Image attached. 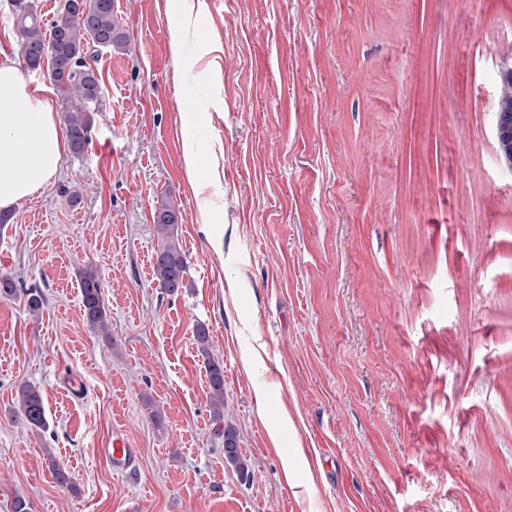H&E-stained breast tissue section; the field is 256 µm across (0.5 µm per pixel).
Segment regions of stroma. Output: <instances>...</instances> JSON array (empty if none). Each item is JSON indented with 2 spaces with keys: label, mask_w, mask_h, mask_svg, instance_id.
<instances>
[{
  "label": "stroma",
  "mask_w": 512,
  "mask_h": 512,
  "mask_svg": "<svg viewBox=\"0 0 512 512\" xmlns=\"http://www.w3.org/2000/svg\"><path fill=\"white\" fill-rule=\"evenodd\" d=\"M114 9L127 42L95 62L88 144L0 224V512H512V0H200L177 48L174 0ZM160 199L187 259L174 295L150 268ZM25 383L46 427L17 412ZM116 431L133 473L103 453ZM508 88V91H506ZM495 138L497 142V151L501 164L512 169V68L501 71L500 74V94L495 116ZM505 144L506 150H510V155L506 156L501 148ZM183 163L188 181L194 192H199L203 184L198 180L199 151L191 139L183 142ZM80 291L84 317L94 332H105L108 328L107 310L97 276L85 271L80 275ZM206 371L209 375V401L212 417L219 423L224 420V365L219 360L208 358ZM224 457L228 462L232 463L243 476L247 475L249 469L248 461L240 455L234 431L230 427L224 428Z\"/></svg>",
  "instance_id": "35a3bbf8"
}]
</instances>
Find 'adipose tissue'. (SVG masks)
<instances>
[{"instance_id": "ef3b65f1", "label": "adipose tissue", "mask_w": 512, "mask_h": 512, "mask_svg": "<svg viewBox=\"0 0 512 512\" xmlns=\"http://www.w3.org/2000/svg\"><path fill=\"white\" fill-rule=\"evenodd\" d=\"M66 138L54 90L0 63V209L19 205L59 170Z\"/></svg>"}]
</instances>
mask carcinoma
Masks as SVG:
<instances>
[{"label": "carcinoma", "instance_id": "obj_1", "mask_svg": "<svg viewBox=\"0 0 512 512\" xmlns=\"http://www.w3.org/2000/svg\"><path fill=\"white\" fill-rule=\"evenodd\" d=\"M82 6L85 18L77 20L66 29H59L57 22H43L36 6L30 0H14L13 30L29 68L37 70L44 62L61 72V87L66 102L68 134L74 152L80 153L88 143V131L93 124V114L98 109L101 95V77L87 70L82 62L89 54L102 49L119 50L126 45V33L114 10L113 0H76ZM495 138L501 164L512 169V154L505 155L500 145L512 151V68L501 71L500 94L495 116ZM180 213L174 205L161 201L154 208L153 224L158 238L154 252L153 277L165 292L173 294L184 287L187 260L177 239L176 227ZM80 291L84 317L95 332L108 328L107 310L97 276L85 271L80 275ZM209 375V401L212 417L224 420V365L207 359ZM18 405L26 422L37 428L44 426L46 413L43 397L31 384L20 388ZM224 457L245 475L248 461L237 448L234 431L224 428Z\"/></svg>", "mask_w": 512, "mask_h": 512}]
</instances>
